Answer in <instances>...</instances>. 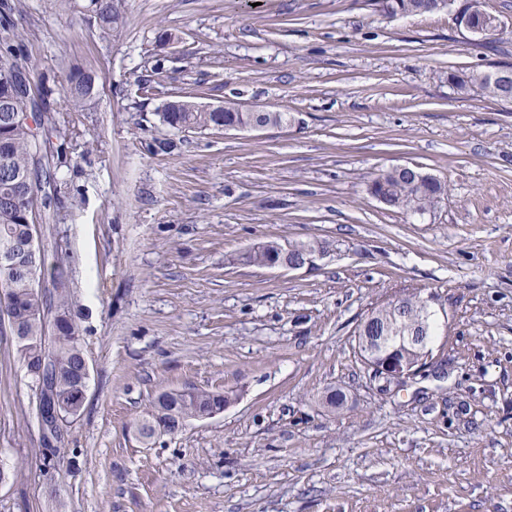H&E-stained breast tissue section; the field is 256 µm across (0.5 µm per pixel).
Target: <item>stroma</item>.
<instances>
[{
	"mask_svg": "<svg viewBox=\"0 0 512 512\" xmlns=\"http://www.w3.org/2000/svg\"><path fill=\"white\" fill-rule=\"evenodd\" d=\"M13 2L61 132L46 316L59 270L90 377L44 467L35 387L0 332V468L26 465L0 512H512V100L456 84L512 64V0H486L493 43L454 12L385 17L368 0H126L109 38L61 0ZM71 62L99 85L83 112L63 93ZM197 92L288 122L154 153L158 109ZM398 165L447 197L387 208L367 187ZM271 240L334 253L311 273L237 263ZM409 294L446 318L425 370L387 386L356 331ZM187 388L233 401L137 440L156 395ZM331 389L347 396L334 411Z\"/></svg>",
	"mask_w": 512,
	"mask_h": 512,
	"instance_id": "1",
	"label": "stroma"
}]
</instances>
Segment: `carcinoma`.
Returning <instances> with one entry per match:
<instances>
[{
  "label": "carcinoma",
  "instance_id": "obj_1",
  "mask_svg": "<svg viewBox=\"0 0 512 512\" xmlns=\"http://www.w3.org/2000/svg\"><path fill=\"white\" fill-rule=\"evenodd\" d=\"M434 0H373L375 11L386 15H419L430 11ZM124 0H86L82 6L88 24L97 29L104 38L119 32L124 25ZM16 6L0 4V96L14 93L13 108L16 112H30L32 118L37 113L47 112L43 92L29 93L30 68L18 61L16 48L22 40L12 14ZM468 23L483 31V36L492 37L501 31L496 15L486 9L485 0H470L466 6ZM93 75L79 66L72 67L66 75L64 91L73 112H82L92 101L86 85ZM483 90L501 99L512 98V86L505 88L498 84L490 73H481L470 79ZM158 121L170 132L177 135L189 131L220 130L222 126L248 127L253 113L242 112L235 103H225L224 111L208 112L199 107L192 95H177L165 102ZM39 127L28 118L6 122L0 114V138L6 141L11 158V176L0 174V249L6 244H20L37 234L39 213L34 211L37 198L34 187L23 189L15 183V178L31 171L40 142H48L47 135H38ZM368 191L383 198L384 205L404 212L421 213L435 207L448 194L445 181L414 173H400L391 168L373 178ZM283 250L281 243L269 241L252 247L238 256L244 265L264 267L275 260ZM8 307L9 326L18 342L17 352L26 366L32 382L35 383L38 407L47 403V395L40 390L35 370L42 359L50 360L53 371L46 378V385L55 394L60 408V423L65 425L80 417L85 403L87 381L81 376L84 351L79 328L68 312L69 294L63 287L57 294V317L54 329H48L45 320L46 302L31 274L17 272L10 275L5 289ZM380 319L393 322L396 329L411 333L421 320V315L405 309L397 314L386 308L378 310ZM224 407V393L195 388L190 391L168 390L159 393L151 408L138 416L132 427L140 439L148 443L161 431L169 435L181 432L192 420L215 408Z\"/></svg>",
  "mask_w": 512,
  "mask_h": 512
}]
</instances>
